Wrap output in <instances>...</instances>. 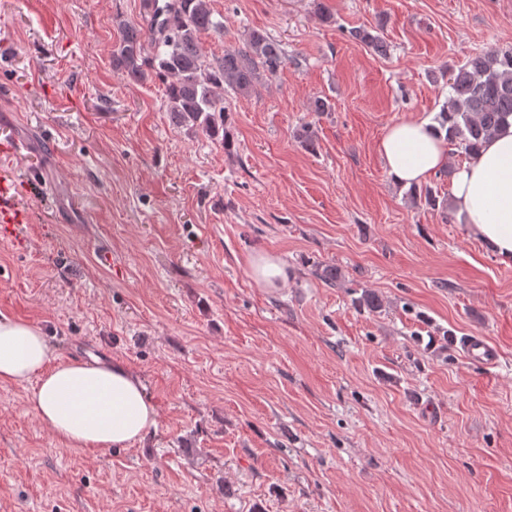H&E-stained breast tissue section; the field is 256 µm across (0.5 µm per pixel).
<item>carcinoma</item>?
Wrapping results in <instances>:
<instances>
[{
    "instance_id": "carcinoma-1",
    "label": "carcinoma",
    "mask_w": 512,
    "mask_h": 512,
    "mask_svg": "<svg viewBox=\"0 0 512 512\" xmlns=\"http://www.w3.org/2000/svg\"><path fill=\"white\" fill-rule=\"evenodd\" d=\"M143 23H120L112 68L135 82L165 89L167 111L178 127L233 148L224 95H249L260 74L274 76L286 56L266 33L251 30L244 46L221 56L203 52V35L223 27L210 0H143ZM448 103L437 116L447 139L471 156L512 117V49L489 50L452 70Z\"/></svg>"
}]
</instances>
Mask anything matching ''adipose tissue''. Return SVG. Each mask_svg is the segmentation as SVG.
<instances>
[{
    "label": "adipose tissue",
    "mask_w": 512,
    "mask_h": 512,
    "mask_svg": "<svg viewBox=\"0 0 512 512\" xmlns=\"http://www.w3.org/2000/svg\"><path fill=\"white\" fill-rule=\"evenodd\" d=\"M388 176L408 189L448 161V140L426 120L390 125L378 144ZM452 199L468 231L512 263V125L485 142L457 172ZM32 383L29 406L67 447L108 454L142 441L157 410L138 374L119 361H56L39 328L0 315V386Z\"/></svg>",
    "instance_id": "ef3b65f1"
}]
</instances>
